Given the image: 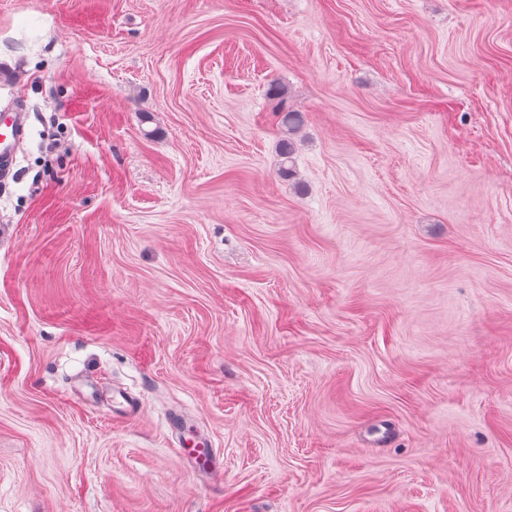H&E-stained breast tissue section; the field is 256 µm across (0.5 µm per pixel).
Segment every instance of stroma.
<instances>
[{"label":"stroma","instance_id":"1","mask_svg":"<svg viewBox=\"0 0 512 512\" xmlns=\"http://www.w3.org/2000/svg\"><path fill=\"white\" fill-rule=\"evenodd\" d=\"M11 105L0 512H512V0H0ZM281 126L283 128L284 139L281 142V155H282V169L285 173H288V176L292 174L293 167V153H294V144L292 141V136L298 130V127L301 123V119H299V115L297 112H281Z\"/></svg>","mask_w":512,"mask_h":512}]
</instances>
